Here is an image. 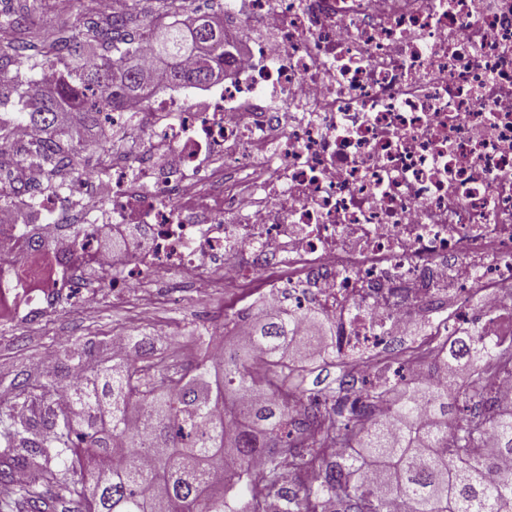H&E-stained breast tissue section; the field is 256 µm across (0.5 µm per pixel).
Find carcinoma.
Here are the masks:
<instances>
[{"mask_svg": "<svg viewBox=\"0 0 512 512\" xmlns=\"http://www.w3.org/2000/svg\"><path fill=\"white\" fill-rule=\"evenodd\" d=\"M154 2L146 24L134 5L94 15L87 40L66 26L43 37L29 22L30 5L5 3L0 31L12 34V53L0 55V109L44 131L41 143L16 147L13 163L75 170L66 147L81 140L57 126L58 112L70 106L96 125L147 93L144 40L165 60L172 88L224 73L213 66L224 55V23L202 14L186 26L184 0ZM47 66L64 75L45 93L39 75ZM100 84L110 87L105 100L94 95ZM304 318L308 336L298 335L290 311H263L248 344L211 362L197 353L175 372L116 354L94 368V343L63 347L52 370L0 396V482L14 484L15 512H267L270 502L275 512H322L326 502L334 512H392L397 504L403 512H512V476L497 473L512 459V405L495 395L496 379L512 374V351L479 335L446 337L407 359L433 356L429 382L400 387L402 363L394 378L352 398L348 359L327 361L326 324L315 311ZM461 358L484 368L470 374L478 407L457 420L448 390ZM327 368L339 370L336 386L308 388V376ZM62 371L80 383L67 386ZM253 390L265 398L241 407ZM298 393L308 404L288 409ZM380 402L392 409L388 421L373 416ZM257 459L263 474L239 483Z\"/></svg>", "mask_w": 512, "mask_h": 512, "instance_id": "carcinoma-1", "label": "carcinoma"}]
</instances>
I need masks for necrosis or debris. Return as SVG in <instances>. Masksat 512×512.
I'll use <instances>...</instances> for the list:
<instances>
[{
  "label": "necrosis or debris",
  "instance_id": "1",
  "mask_svg": "<svg viewBox=\"0 0 512 512\" xmlns=\"http://www.w3.org/2000/svg\"><path fill=\"white\" fill-rule=\"evenodd\" d=\"M224 33L251 42L230 77L112 112L85 186L26 167L45 228L65 208L144 237L96 257L114 294L220 281L316 309L360 355L512 341V0H225Z\"/></svg>",
  "mask_w": 512,
  "mask_h": 512
}]
</instances>
